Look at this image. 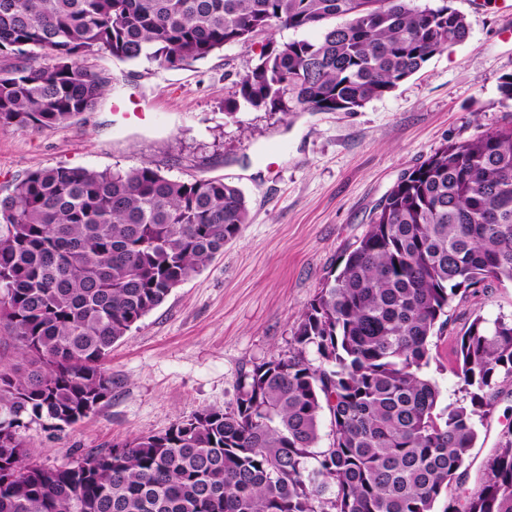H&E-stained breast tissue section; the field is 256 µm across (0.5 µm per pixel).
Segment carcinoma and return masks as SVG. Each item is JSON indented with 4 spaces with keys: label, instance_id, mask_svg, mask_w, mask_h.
Masks as SVG:
<instances>
[{
    "label": "carcinoma",
    "instance_id": "1",
    "mask_svg": "<svg viewBox=\"0 0 512 512\" xmlns=\"http://www.w3.org/2000/svg\"><path fill=\"white\" fill-rule=\"evenodd\" d=\"M274 30L319 38L268 42L225 115L356 112L469 36L448 0H0V57L16 60L0 69V126L38 131L94 109L107 80L89 55L167 71ZM0 223V323L18 354L0 366V512H435L444 495L445 512H512V430L473 489L452 494L512 381V318L478 315L457 340L469 402L440 407L426 373L455 299L512 282V124L401 175L289 351L240 374L234 408L85 451V469L32 461L22 429L60 431L111 398L112 346L241 235L246 197L149 163L59 165L1 197Z\"/></svg>",
    "mask_w": 512,
    "mask_h": 512
}]
</instances>
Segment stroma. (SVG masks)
<instances>
[{
  "mask_svg": "<svg viewBox=\"0 0 512 512\" xmlns=\"http://www.w3.org/2000/svg\"><path fill=\"white\" fill-rule=\"evenodd\" d=\"M468 39L355 112L224 114L233 84L268 34L191 65L155 72L107 53L86 63L107 92L73 122L40 131L0 126V198L28 172L59 165L128 169L147 162L179 180L221 178L244 192L249 222L211 262L117 341L105 363L112 397L61 431L34 421L22 434L34 460L155 434L205 407L231 408L241 371L287 352L295 323L339 256L365 233L401 174L447 142L512 123L501 77L512 74V28L498 0H448ZM285 150H278V143ZM432 339L430 376L442 404L464 396L456 341L478 315L512 316V284L486 281L455 301ZM512 429V383L495 399L472 456L483 461Z\"/></svg>",
  "mask_w": 512,
  "mask_h": 512,
  "instance_id": "obj_1",
  "label": "stroma"
}]
</instances>
